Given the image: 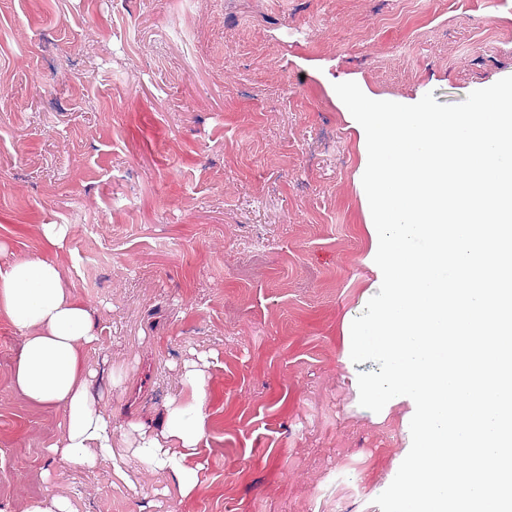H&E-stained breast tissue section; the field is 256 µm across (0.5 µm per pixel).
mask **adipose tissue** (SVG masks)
Returning <instances> with one entry per match:
<instances>
[{
	"instance_id": "ef3b65f1",
	"label": "adipose tissue",
	"mask_w": 512,
	"mask_h": 512,
	"mask_svg": "<svg viewBox=\"0 0 512 512\" xmlns=\"http://www.w3.org/2000/svg\"><path fill=\"white\" fill-rule=\"evenodd\" d=\"M42 236V253L0 264V316L22 338L14 389L30 406L55 409L63 416V436L47 448L50 459L87 469L105 459L120 479L126 476L127 461L134 459L165 474L181 495L191 494L198 473L184 460L195 454L206 435L203 368L195 362L184 365V390L169 401L162 431L129 422L127 432L135 436L136 445L119 447L111 415L97 407L90 393L94 372L87 351L99 341L95 306L74 294L53 259L66 239V228L46 224Z\"/></svg>"
}]
</instances>
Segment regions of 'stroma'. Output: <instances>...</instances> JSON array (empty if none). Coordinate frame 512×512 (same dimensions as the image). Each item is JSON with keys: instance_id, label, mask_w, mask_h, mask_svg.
Segmentation results:
<instances>
[{"instance_id": "stroma-1", "label": "stroma", "mask_w": 512, "mask_h": 512, "mask_svg": "<svg viewBox=\"0 0 512 512\" xmlns=\"http://www.w3.org/2000/svg\"><path fill=\"white\" fill-rule=\"evenodd\" d=\"M512 76V0H0V245L95 303L88 356L117 430L162 429L205 358L208 428L161 473L68 465L73 512H381L406 406L363 411L341 328L371 277L359 136L334 86L464 101ZM0 319V512L45 494L58 411L13 389Z\"/></svg>"}]
</instances>
